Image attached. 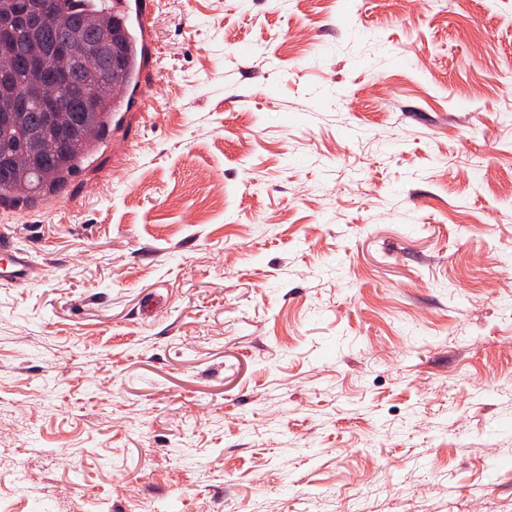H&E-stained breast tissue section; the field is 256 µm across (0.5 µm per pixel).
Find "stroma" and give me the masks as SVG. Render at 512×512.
<instances>
[{"label": "stroma", "mask_w": 512, "mask_h": 512, "mask_svg": "<svg viewBox=\"0 0 512 512\" xmlns=\"http://www.w3.org/2000/svg\"><path fill=\"white\" fill-rule=\"evenodd\" d=\"M137 2L128 106L0 204V498L512 512V0ZM0 259L5 261L0 265V280L24 284L37 272L27 254L18 250L7 237L0 238Z\"/></svg>", "instance_id": "obj_1"}]
</instances>
